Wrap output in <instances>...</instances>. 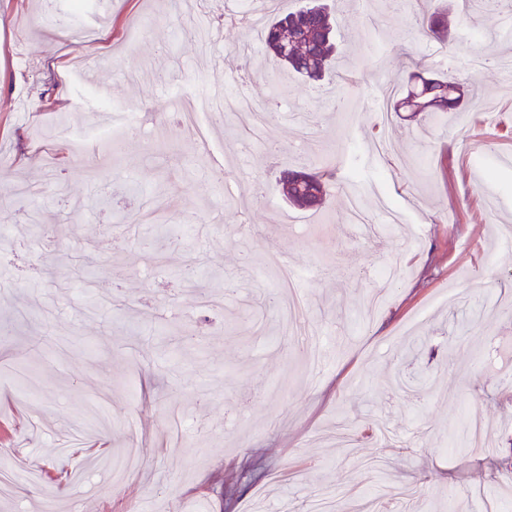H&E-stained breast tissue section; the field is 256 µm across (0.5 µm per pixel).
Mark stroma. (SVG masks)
Returning a JSON list of instances; mask_svg holds the SVG:
<instances>
[{"label":"stroma","mask_w":512,"mask_h":512,"mask_svg":"<svg viewBox=\"0 0 512 512\" xmlns=\"http://www.w3.org/2000/svg\"><path fill=\"white\" fill-rule=\"evenodd\" d=\"M420 0H338L342 59L331 81L258 78L274 69L256 32L224 24V0H0V460L18 478L0 512H512V86L497 63L470 68L465 34L512 55V10L450 16L451 39H422ZM246 40L232 66L226 47ZM101 63L95 79L84 64ZM478 86L481 101L433 120L381 113L416 65ZM195 116L170 111L169 86ZM240 91L268 119L265 141L219 101ZM146 107V136L124 157L86 138L42 135L104 123L99 99ZM325 167L323 204L288 205L284 172ZM101 202L77 217L75 202ZM359 196L369 225L346 221ZM42 208L46 225L25 229ZM155 208L183 248L148 278L128 220ZM306 276V332L332 352L325 370L279 333L269 248ZM94 253L112 326L59 262ZM401 261L403 281L381 270ZM220 267L224 285L189 293L187 274ZM26 305L27 317L17 308ZM62 340L39 366L47 314ZM486 445L466 446L472 416ZM142 466L111 478L80 448Z\"/></svg>","instance_id":"1"}]
</instances>
